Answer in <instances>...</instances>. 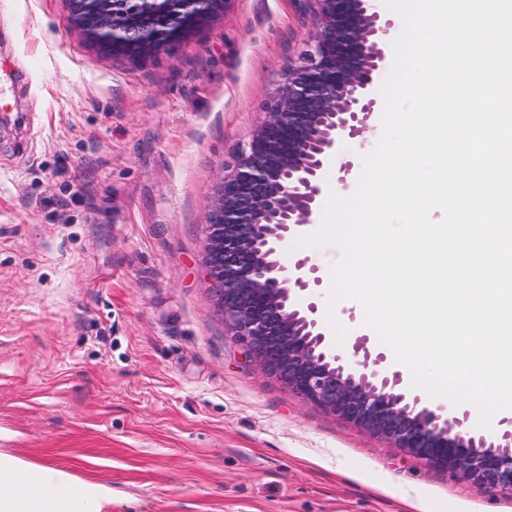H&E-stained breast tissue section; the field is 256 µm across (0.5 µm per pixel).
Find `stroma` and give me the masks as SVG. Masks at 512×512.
Masks as SVG:
<instances>
[{
  "label": "stroma",
  "instance_id": "1",
  "mask_svg": "<svg viewBox=\"0 0 512 512\" xmlns=\"http://www.w3.org/2000/svg\"><path fill=\"white\" fill-rule=\"evenodd\" d=\"M314 26L309 0H232L132 61L65 0H0V458L100 512H512L289 392L224 327L208 206ZM376 146L341 141L324 194ZM300 254L326 316L343 253L279 259Z\"/></svg>",
  "mask_w": 512,
  "mask_h": 512
}]
</instances>
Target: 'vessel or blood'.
Instances as JSON below:
<instances>
[{"label":"vessel or blood","instance_id":"obj_1","mask_svg":"<svg viewBox=\"0 0 512 512\" xmlns=\"http://www.w3.org/2000/svg\"><path fill=\"white\" fill-rule=\"evenodd\" d=\"M33 480L41 488V495L33 496L9 487H0V501L9 504L11 512H60L64 507L69 512H84L85 499L63 492L61 478L54 470H39Z\"/></svg>","mask_w":512,"mask_h":512}]
</instances>
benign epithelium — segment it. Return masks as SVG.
<instances>
[{
  "label": "benign epithelium",
  "mask_w": 512,
  "mask_h": 512,
  "mask_svg": "<svg viewBox=\"0 0 512 512\" xmlns=\"http://www.w3.org/2000/svg\"><path fill=\"white\" fill-rule=\"evenodd\" d=\"M95 43L140 57L174 43L231 0H66ZM317 22L306 49L275 90L265 117L224 168L206 224L205 265L218 286L224 325L248 357L289 391L393 447L442 467L475 489L512 494V420L475 435L469 411L431 409L403 371L368 346L355 361L335 353L317 313L293 305L321 283L306 257L285 269L278 253L312 223L321 173L344 137L362 138L378 111L374 80L392 22L372 0H311Z\"/></svg>",
  "instance_id": "obj_1"
}]
</instances>
